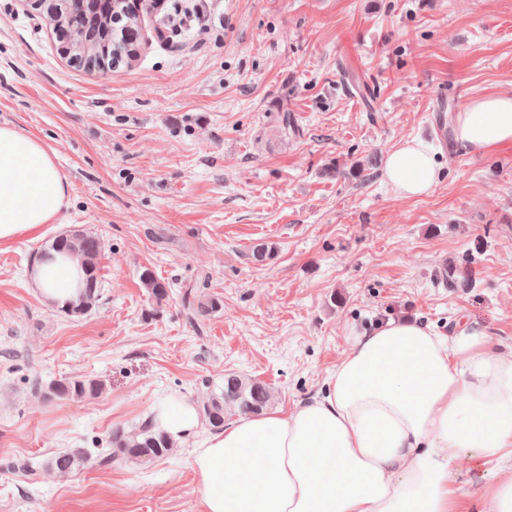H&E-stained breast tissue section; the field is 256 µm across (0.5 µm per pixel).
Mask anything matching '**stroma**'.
Segmentation results:
<instances>
[{
    "label": "stroma",
    "mask_w": 512,
    "mask_h": 512,
    "mask_svg": "<svg viewBox=\"0 0 512 512\" xmlns=\"http://www.w3.org/2000/svg\"><path fill=\"white\" fill-rule=\"evenodd\" d=\"M207 16L161 36L142 14L137 58L97 75L68 63L45 16L0 0V124L40 137L69 184L58 223L0 245V460L107 441L228 373L268 383L290 411L388 318L440 336L470 324L512 356V147L462 152L435 110L440 95L463 107L512 93V0H209ZM346 68L363 89L344 86ZM412 138L440 179L406 198L383 167ZM74 230L105 243L100 297L79 318L29 282ZM259 243L275 249L261 263ZM146 268L171 286L152 317ZM187 287L221 301L203 329ZM74 375L106 388L46 401L28 384ZM194 447L35 484L0 469V512H198ZM451 470L455 512H477L512 464L469 452Z\"/></svg>",
    "instance_id": "obj_1"
}]
</instances>
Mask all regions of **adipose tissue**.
Returning a JSON list of instances; mask_svg holds the SVG:
<instances>
[{"label":"adipose tissue","instance_id":"adipose-tissue-1","mask_svg":"<svg viewBox=\"0 0 512 512\" xmlns=\"http://www.w3.org/2000/svg\"><path fill=\"white\" fill-rule=\"evenodd\" d=\"M455 133L467 153L512 145V96L470 100ZM384 177L413 198L439 175L429 146L411 139L387 154ZM68 196L43 142L0 125V244L39 237ZM29 278L61 304L77 295L78 263L43 257ZM153 412L173 440L197 436L193 401L168 396ZM467 451L486 465L512 459V360L473 327L447 338L390 320L354 337L321 396L225 423L200 438L191 469L201 512H451V464Z\"/></svg>","mask_w":512,"mask_h":512}]
</instances>
